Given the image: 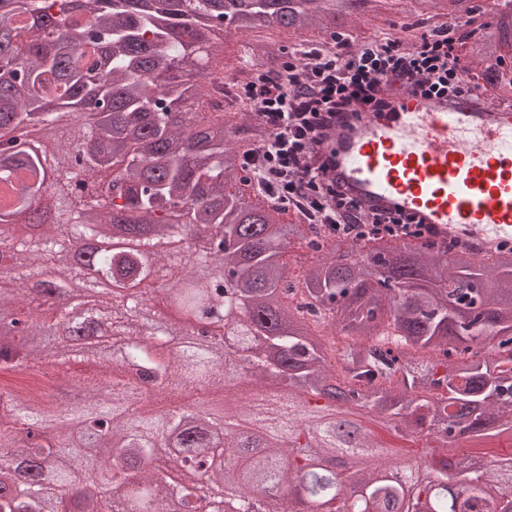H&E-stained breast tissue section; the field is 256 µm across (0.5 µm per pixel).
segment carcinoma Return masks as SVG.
Listing matches in <instances>:
<instances>
[{
	"label": "carcinoma",
	"mask_w": 512,
	"mask_h": 512,
	"mask_svg": "<svg viewBox=\"0 0 512 512\" xmlns=\"http://www.w3.org/2000/svg\"><path fill=\"white\" fill-rule=\"evenodd\" d=\"M380 0H0V138L59 134L84 141L74 189L44 193L45 169L29 150H0V183L11 185L0 225L47 224L33 236L0 237V317L29 314L18 342L0 347V375L51 359L65 376L80 371L102 338L112 364L79 378L83 395L62 405L61 422L26 456L0 458V512H350L336 501L326 464L340 451L327 431L340 412L368 410L371 422L404 440L433 429L429 471L404 484L381 473L401 460L398 447L362 427L363 458L354 476L367 512H512V454L471 471L466 493L448 488V453L464 439L512 433V248L487 261L457 244L426 238L404 247L329 237L311 224L277 223L273 197L244 190L247 147L269 136L237 108L208 98L204 85L224 61V25L313 31L323 44L345 42L352 18ZM427 18L445 0H408ZM466 6L448 36L468 41L464 76L481 78L497 99H512V64L503 54L508 25L483 23L490 5ZM68 25L70 37H52ZM271 42L258 58L283 60ZM124 160L125 187L103 177ZM183 203L188 221H170ZM203 226L219 248L184 257L160 248ZM106 226L136 238L139 250L104 254L97 267L124 286L145 278L146 260L181 267L164 300L216 323L241 318L237 351L184 342L176 352L150 343L158 291L96 295V282L70 255L77 236ZM306 242L318 262L298 284L288 279L280 240ZM242 268L230 297L221 272ZM81 279L91 302L67 299L42 309V296ZM403 290L394 305L382 286ZM345 341H329L327 329ZM11 421L46 416L0 385ZM230 422L265 439L234 435ZM94 438L92 454L73 440ZM171 448L165 460L158 449ZM175 467L176 483L159 469ZM134 471L140 484L116 496ZM276 493L259 500L271 482Z\"/></svg>",
	"instance_id": "1"
}]
</instances>
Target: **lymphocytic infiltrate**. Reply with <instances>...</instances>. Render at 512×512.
<instances>
[{
  "instance_id": "obj_1",
  "label": "lymphocytic infiltrate",
  "mask_w": 512,
  "mask_h": 512,
  "mask_svg": "<svg viewBox=\"0 0 512 512\" xmlns=\"http://www.w3.org/2000/svg\"><path fill=\"white\" fill-rule=\"evenodd\" d=\"M283 69L286 78H263L243 87L244 95L255 103V117L270 128L257 152L267 188L282 209L309 206L339 237H418L411 217L368 213L354 199L339 193L326 183L323 169L314 159L321 130L328 122L353 106L362 112L388 108V101L379 94L382 82L409 88L416 96H462L466 84L461 58L447 34L422 35L406 51L394 38L366 40L353 52L337 53L302 67L289 55Z\"/></svg>"
}]
</instances>
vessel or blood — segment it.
Returning <instances> with one entry per match:
<instances>
[{
  "label": "vessel or blood",
  "mask_w": 512,
  "mask_h": 512,
  "mask_svg": "<svg viewBox=\"0 0 512 512\" xmlns=\"http://www.w3.org/2000/svg\"><path fill=\"white\" fill-rule=\"evenodd\" d=\"M382 113H344L324 131V178L368 212L401 211L433 238L491 253L512 240V103L420 97L390 83Z\"/></svg>",
  "instance_id": "1"
}]
</instances>
